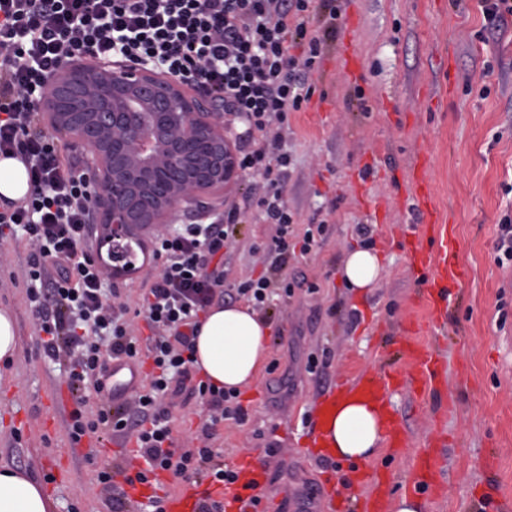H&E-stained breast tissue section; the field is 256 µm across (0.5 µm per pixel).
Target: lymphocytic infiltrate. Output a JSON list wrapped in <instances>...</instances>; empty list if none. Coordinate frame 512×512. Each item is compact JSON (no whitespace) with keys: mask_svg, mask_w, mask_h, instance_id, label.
I'll list each match as a JSON object with an SVG mask.
<instances>
[{"mask_svg":"<svg viewBox=\"0 0 512 512\" xmlns=\"http://www.w3.org/2000/svg\"><path fill=\"white\" fill-rule=\"evenodd\" d=\"M316 10V0H0V153L26 158L31 186L24 204L0 208V237L19 227L36 246L28 300L43 334L44 356L56 359L64 349L73 356L71 443L101 432L135 443L123 464L96 472L97 481L112 491V512H124V487L136 482L153 489L144 512H164V472L198 485L237 479L222 449L209 441L221 424L242 422L246 412L237 391L194 380L193 340L216 289H223L226 301L242 300L256 310L290 298L289 259L311 254L326 235L323 223L297 230L285 200L293 159L282 148L289 113L313 93L308 77L324 39L308 27ZM84 54L148 62L223 101L226 114L248 125L238 166L262 180L261 193L249 203L272 227L270 237L252 247L266 274L227 280L228 251L241 216L237 205L211 222L154 235L152 256L162 260L163 272L143 290L135 311L149 331L145 337L130 332L126 306L106 302L103 273L88 252L96 233L91 179L63 161L34 106L46 77ZM105 344L111 356L152 369L134 393L133 407L104 400L92 413L87 394L103 396L111 372L102 357ZM185 389L209 412L201 429L204 442L195 448L176 447L172 415L163 406Z\"/></svg>","mask_w":512,"mask_h":512,"instance_id":"lymphocytic-infiltrate-1","label":"lymphocytic infiltrate"}]
</instances>
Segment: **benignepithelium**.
I'll list each match as a JSON object with an SVG mask.
<instances>
[{
	"instance_id": "benign-epithelium-1",
	"label": "benign epithelium",
	"mask_w": 512,
	"mask_h": 512,
	"mask_svg": "<svg viewBox=\"0 0 512 512\" xmlns=\"http://www.w3.org/2000/svg\"><path fill=\"white\" fill-rule=\"evenodd\" d=\"M188 84L143 64L69 60L44 83L37 110L51 130L84 147L102 267L119 262L140 235L165 223L238 173L224 110Z\"/></svg>"
}]
</instances>
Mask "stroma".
Here are the masks:
<instances>
[{"label": "stroma", "mask_w": 512, "mask_h": 512, "mask_svg": "<svg viewBox=\"0 0 512 512\" xmlns=\"http://www.w3.org/2000/svg\"><path fill=\"white\" fill-rule=\"evenodd\" d=\"M336 34L328 39L309 82L314 92L289 113L284 146L294 162L285 199L299 226L325 223L316 254L288 266L294 294L270 320L268 360L240 401L244 424L226 421L215 447L227 465L262 449L275 481L265 488L267 512H289L304 501L324 512L330 498L365 491L346 467H333L313 440V423L337 382L397 364L406 330L443 357L445 376L415 395L410 383L390 391L408 447L394 460L385 451L368 460L388 466L392 503L417 453L434 449L441 489L415 496L418 512H512V268L495 261L498 222L512 201V28L487 30L481 0H337ZM489 88L480 97L481 88ZM431 190L437 223H453L455 257L466 272L455 302L426 330V284L409 253L410 239L427 243L408 201L414 175ZM254 178L247 172L207 194L209 215L242 206L228 281L263 270L250 247L269 225L245 207ZM373 228L382 272L372 288L348 287L339 276L345 249ZM29 247L0 239V307L13 310L19 349L0 380V465L28 470L56 500L55 512H112L95 481L98 464L115 461L121 443L109 437L68 438L72 399L68 353L45 358L38 322L27 299ZM161 262L110 279L118 300L135 310L142 289L158 281ZM317 292H309V285ZM328 360L309 373L310 357ZM173 434L183 448L200 445L205 419L199 399H169ZM444 443H437V435Z\"/></svg>", "instance_id": "1"}]
</instances>
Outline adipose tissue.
Returning <instances> with one entry per match:
<instances>
[{"mask_svg":"<svg viewBox=\"0 0 512 512\" xmlns=\"http://www.w3.org/2000/svg\"><path fill=\"white\" fill-rule=\"evenodd\" d=\"M382 262L373 251L348 250L340 270L349 287H374ZM271 333L269 322L251 306L216 303L201 317L195 346V369L209 383L243 390L263 365ZM317 440L339 459H367L383 440V412L373 400L345 395L327 401L320 411ZM44 485L29 472L0 467V512H53Z\"/></svg>","mask_w":512,"mask_h":512,"instance_id":"ef3b65f1","label":"adipose tissue"}]
</instances>
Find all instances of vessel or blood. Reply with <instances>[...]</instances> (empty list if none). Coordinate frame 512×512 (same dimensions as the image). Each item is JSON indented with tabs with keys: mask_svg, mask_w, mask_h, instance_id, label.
<instances>
[{
	"mask_svg": "<svg viewBox=\"0 0 512 512\" xmlns=\"http://www.w3.org/2000/svg\"><path fill=\"white\" fill-rule=\"evenodd\" d=\"M436 251H428L419 246L411 247L410 252L418 269L431 289L441 290L442 301H452V288L460 287L464 274L458 267L453 253L454 231L445 229L436 236ZM405 347L410 353L417 370L411 376V384L415 394H422L426 384L440 380L443 372L439 354L430 349L418 348L414 341H406ZM140 376L133 363L121 358L112 363V401L119 404L128 399L137 388ZM397 377L391 373H379L360 378L354 385L355 391L377 401H384L387 390L396 386ZM386 442L390 455L399 456L405 453L407 440L402 422L394 413H387L385 420ZM437 469L435 455L424 452L413 466L407 488L409 491L435 493L438 484L434 478ZM238 479L223 492L226 512H265V503H252V492L248 485L252 482H263L265 469L259 455L242 457L237 466ZM199 497L194 489L185 487L176 492L168 493L165 501V512H195ZM389 494L382 486H375L373 493L354 498L346 505L345 512H388Z\"/></svg>",
	"mask_w": 512,
	"mask_h": 512,
	"instance_id": "b4317fda",
	"label": "vessel or blood"
}]
</instances>
